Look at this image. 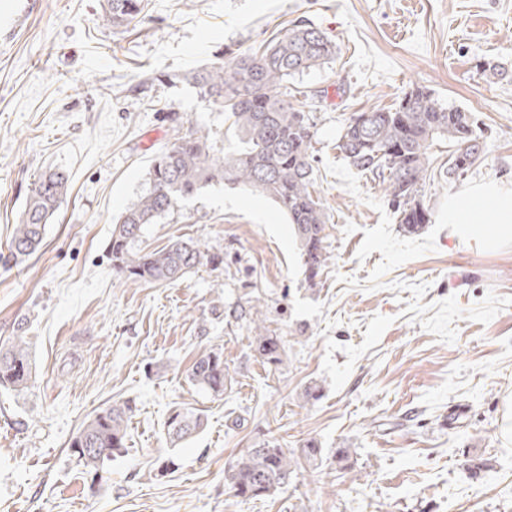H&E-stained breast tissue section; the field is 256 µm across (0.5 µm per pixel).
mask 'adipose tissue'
<instances>
[{"instance_id": "adipose-tissue-1", "label": "adipose tissue", "mask_w": 512, "mask_h": 512, "mask_svg": "<svg viewBox=\"0 0 512 512\" xmlns=\"http://www.w3.org/2000/svg\"><path fill=\"white\" fill-rule=\"evenodd\" d=\"M482 215L489 216L490 225L478 233L473 225ZM448 222L460 237L476 239L484 249L512 240V188L491 182L449 197Z\"/></svg>"}]
</instances>
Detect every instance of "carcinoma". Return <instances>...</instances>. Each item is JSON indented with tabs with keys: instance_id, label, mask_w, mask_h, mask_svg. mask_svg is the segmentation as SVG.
I'll return each mask as SVG.
<instances>
[{
	"instance_id": "obj_1",
	"label": "carcinoma",
	"mask_w": 512,
	"mask_h": 512,
	"mask_svg": "<svg viewBox=\"0 0 512 512\" xmlns=\"http://www.w3.org/2000/svg\"><path fill=\"white\" fill-rule=\"evenodd\" d=\"M143 0H104L103 18L117 31L140 25ZM337 54L336 43L323 31L301 20L283 30L262 52H243L227 62L193 71L184 80L224 109L241 143L225 156L208 136L178 119L176 137L151 160L142 194L112 228L108 252L112 269L128 278L167 285L198 266L224 263L198 240L177 238L164 248L144 251L138 242L148 224H155L180 203L211 185L244 186L271 199L287 216L308 280H314L329 259L327 214L313 187L312 140L308 113L295 107L301 96L321 98L293 85L296 76L323 66ZM472 114L421 87L407 92L392 109L358 112L343 124L336 147L362 174L382 179L402 230L413 234L430 223L422 203L426 179L433 170L432 146L447 141L455 147L448 159V178L456 181L479 159L483 146ZM67 180L46 173L34 181L21 222L8 243L9 256H27L42 244L49 218L67 195ZM255 351L270 365L283 364L286 344L264 325H256ZM32 362L25 337L17 335L0 346V388L24 392L32 380ZM192 385L222 396L232 385L223 352L201 355L188 373ZM132 407L115 402L96 412L72 437L70 448L84 466L96 470L103 460L125 446ZM207 417L189 408L173 410L165 421L171 447L201 433ZM323 463L324 448L314 438L295 451L267 441L224 469V486L234 496L257 499L290 484L299 460Z\"/></svg>"
}]
</instances>
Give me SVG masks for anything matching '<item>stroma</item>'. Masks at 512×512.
I'll list each match as a JSON object with an SVG mask.
<instances>
[{
  "label": "stroma",
  "instance_id": "35a3bbf8",
  "mask_svg": "<svg viewBox=\"0 0 512 512\" xmlns=\"http://www.w3.org/2000/svg\"><path fill=\"white\" fill-rule=\"evenodd\" d=\"M144 4L143 23L121 33L103 0H0V246L41 173L69 187L40 250L0 261V343L24 332L35 371L24 393L0 390V512H512V242L481 249L448 223L449 196L512 188V80L482 72L512 71V0ZM299 20L338 46L296 79L325 93L309 113L328 267L308 283L278 206L219 184L147 225L141 244L191 237L223 265L166 286L115 275L112 225L171 139L167 113L225 153L238 145L184 73ZM418 86L472 113L484 153L452 182L449 147H435L431 221L409 234L336 136L351 114L393 108ZM257 318L285 340L284 364L255 355ZM211 348L233 377L220 397L187 379ZM311 384L322 396L308 404ZM116 401L133 409L126 444L89 472L69 441ZM178 407L204 411L207 426L173 448L164 423ZM309 438L353 448L349 469L304 463L259 499L225 488V465L245 449ZM474 460L488 464L476 480Z\"/></svg>",
  "mask_w": 512,
  "mask_h": 512
}]
</instances>
